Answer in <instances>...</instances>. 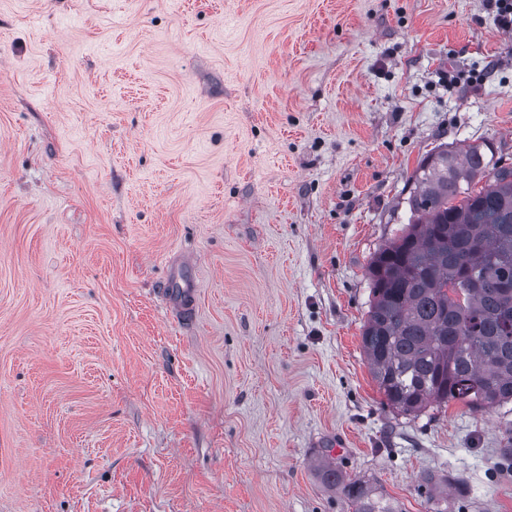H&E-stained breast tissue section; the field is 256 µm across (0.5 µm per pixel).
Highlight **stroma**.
Returning <instances> with one entry per match:
<instances>
[{"instance_id":"1","label":"stroma","mask_w":512,"mask_h":512,"mask_svg":"<svg viewBox=\"0 0 512 512\" xmlns=\"http://www.w3.org/2000/svg\"><path fill=\"white\" fill-rule=\"evenodd\" d=\"M493 0H0V512H512V403L361 345L419 161L512 165ZM199 285L191 315L162 298ZM324 476L331 483L342 485L345 495L355 508V512H395L393 509L379 507L358 481L345 480L342 473L336 470L335 467H327Z\"/></svg>"}]
</instances>
